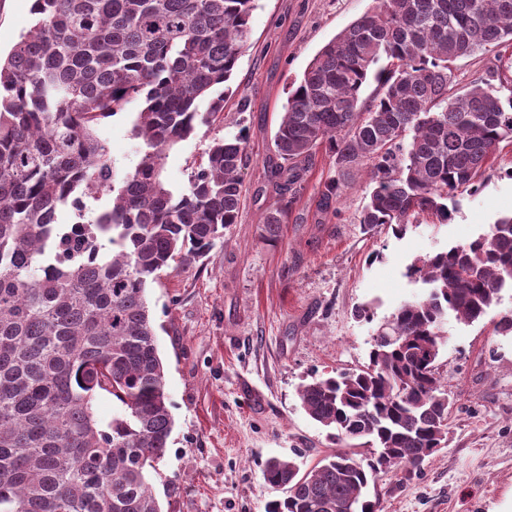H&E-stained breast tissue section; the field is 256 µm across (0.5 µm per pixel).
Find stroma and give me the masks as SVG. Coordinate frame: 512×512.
Listing matches in <instances>:
<instances>
[{"label": "stroma", "mask_w": 512, "mask_h": 512, "mask_svg": "<svg viewBox=\"0 0 512 512\" xmlns=\"http://www.w3.org/2000/svg\"><path fill=\"white\" fill-rule=\"evenodd\" d=\"M374 0H255L251 35L209 125L168 151L164 175L186 185L213 138L245 129L241 218L206 255L172 264L147 290L174 427L150 483L162 512H265L279 498L263 478L273 457L310 467L334 449L327 429L302 410L298 388L312 374L369 361L373 333L404 301L423 296L405 276L414 257L464 244L512 212V143H501L476 193H458L451 221L420 218L404 236L366 230L354 215L366 196L349 179L341 217L321 212L334 177L317 153L286 223L269 171L288 85L318 50L371 10ZM33 0H0V52L34 21ZM136 105L97 128L116 175L137 164ZM512 312V289L478 321L449 319L439 365L453 403L448 445L419 475L382 469L367 497L382 512H512V334L494 331Z\"/></svg>", "instance_id": "stroma-1"}]
</instances>
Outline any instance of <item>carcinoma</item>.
<instances>
[{"instance_id": "1", "label": "carcinoma", "mask_w": 512, "mask_h": 512, "mask_svg": "<svg viewBox=\"0 0 512 512\" xmlns=\"http://www.w3.org/2000/svg\"><path fill=\"white\" fill-rule=\"evenodd\" d=\"M255 0H34L36 24L0 59V512H161L149 482L173 429L146 290L238 223L245 130L216 137L187 185L168 150L224 111ZM512 42V0H376L289 84L271 167L284 223L317 151L336 177L319 208L339 216L347 178L366 179L357 223L402 235L423 214L446 224L512 142V57L459 86L456 62ZM372 93L362 97L365 87ZM139 104V161L115 180L102 120ZM98 183L92 223L58 228ZM426 286L374 339L369 363L298 390L333 440L366 438L380 459L338 449L301 470L272 458L285 497L266 512H379L382 468L408 475L440 450L451 402L437 362L452 316L470 323L512 288V214L464 245L416 258ZM118 410L103 424L98 397Z\"/></svg>"}]
</instances>
